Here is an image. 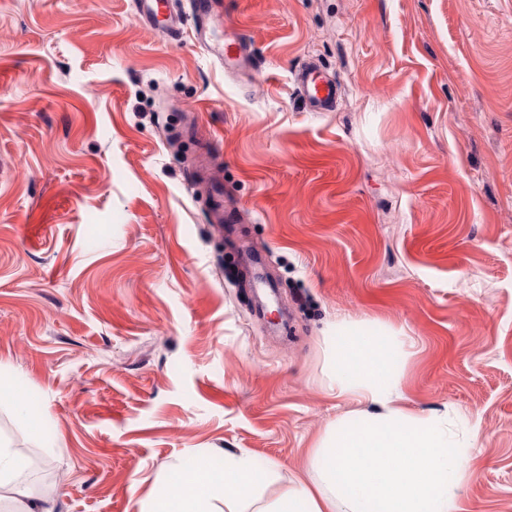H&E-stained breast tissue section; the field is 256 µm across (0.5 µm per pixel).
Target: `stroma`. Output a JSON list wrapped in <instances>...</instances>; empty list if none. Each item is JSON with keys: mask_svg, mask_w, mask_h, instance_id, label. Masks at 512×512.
Masks as SVG:
<instances>
[{"mask_svg": "<svg viewBox=\"0 0 512 512\" xmlns=\"http://www.w3.org/2000/svg\"><path fill=\"white\" fill-rule=\"evenodd\" d=\"M224 19L249 74L130 0H0V368L29 405L0 401V438L60 472L55 512H141L239 451L278 463L271 501L356 408L324 388L348 320L399 336L406 410L477 421L463 512H512V0ZM309 58L335 111L295 93ZM219 173L220 167L211 160L207 152L200 153L195 158L192 175L196 180L207 183L210 218L217 224L224 221V182Z\"/></svg>", "mask_w": 512, "mask_h": 512, "instance_id": "35a3bbf8", "label": "stroma"}]
</instances>
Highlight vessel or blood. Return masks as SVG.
Here are the masks:
<instances>
[{"label": "vessel or blood", "mask_w": 512, "mask_h": 512, "mask_svg": "<svg viewBox=\"0 0 512 512\" xmlns=\"http://www.w3.org/2000/svg\"><path fill=\"white\" fill-rule=\"evenodd\" d=\"M136 9L147 28L162 39L181 36L185 27H192L197 41L202 44L226 74L240 76L253 64L252 39L235 25L224 28V37L214 40L213 29L222 15L221 0H189L188 11L175 8L173 0H134ZM296 90L303 101L315 112H330L337 105L339 86L333 76L314 61H306L297 71ZM196 180L205 182L210 198V218L214 223L224 220V182L220 168L208 153H200L193 162Z\"/></svg>", "instance_id": "b4317fda"}]
</instances>
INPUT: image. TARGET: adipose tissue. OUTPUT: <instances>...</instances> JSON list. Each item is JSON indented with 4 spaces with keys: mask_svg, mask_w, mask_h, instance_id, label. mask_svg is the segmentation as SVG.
<instances>
[{
    "mask_svg": "<svg viewBox=\"0 0 512 512\" xmlns=\"http://www.w3.org/2000/svg\"><path fill=\"white\" fill-rule=\"evenodd\" d=\"M397 343L383 329L343 323L330 347L326 388L372 405L371 413L339 418L312 464L318 480L294 477L271 504L262 495L276 465L255 467L244 453L193 458L169 496L142 512H462L459 492L468 479L471 437L477 423L463 414L414 415L400 406L394 371ZM24 460L0 442V501L16 512H55L51 497H33L19 481Z\"/></svg>",
    "mask_w": 512,
    "mask_h": 512,
    "instance_id": "1",
    "label": "adipose tissue"
}]
</instances>
